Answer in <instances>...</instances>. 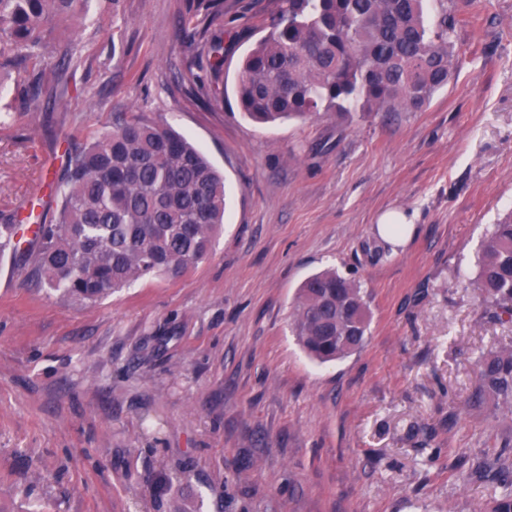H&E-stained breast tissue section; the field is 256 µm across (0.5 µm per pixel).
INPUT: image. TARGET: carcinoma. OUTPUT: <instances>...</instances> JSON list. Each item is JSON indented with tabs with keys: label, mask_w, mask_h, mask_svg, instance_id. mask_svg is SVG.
Wrapping results in <instances>:
<instances>
[{
	"label": "carcinoma",
	"mask_w": 512,
	"mask_h": 512,
	"mask_svg": "<svg viewBox=\"0 0 512 512\" xmlns=\"http://www.w3.org/2000/svg\"><path fill=\"white\" fill-rule=\"evenodd\" d=\"M83 0H0V44L43 49L50 24ZM214 76L224 68V0H197ZM457 21L448 0H278L266 35L238 78L241 112L259 123L352 112H417L448 85ZM57 222L43 224L26 264L42 288L81 303L153 276L176 278L205 261L224 223V180L204 154L164 124L133 115L68 149ZM484 314L512 322V212L477 258ZM368 302L355 281L326 270L298 288L292 329L312 358L363 347ZM468 406L512 414V347L481 355ZM468 476L492 483L489 512H512V435Z\"/></svg>",
	"instance_id": "cac0c4a2"
}]
</instances>
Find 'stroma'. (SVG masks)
<instances>
[{"label": "stroma", "mask_w": 512, "mask_h": 512, "mask_svg": "<svg viewBox=\"0 0 512 512\" xmlns=\"http://www.w3.org/2000/svg\"><path fill=\"white\" fill-rule=\"evenodd\" d=\"M276 4L224 0L217 76L179 35L187 0H84L0 69V224L55 223L67 140L120 112L183 134L227 193L207 260L95 303L0 256V512H483L491 484L459 473L512 433L466 405L474 361L512 344L471 285L512 210V0H451L455 67L421 111L261 125L236 86ZM391 211L404 236L380 234ZM328 268L371 324L322 365L289 321Z\"/></svg>", "instance_id": "1"}]
</instances>
